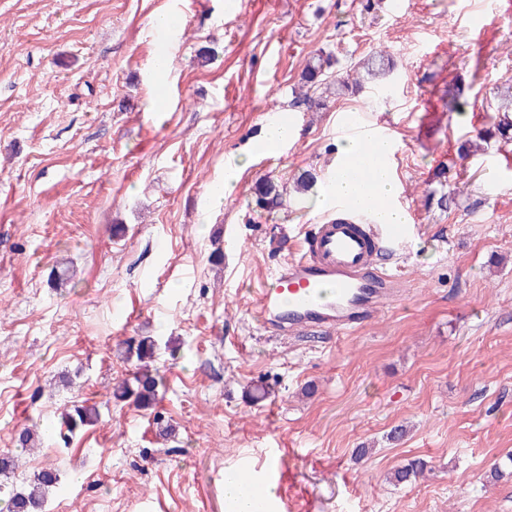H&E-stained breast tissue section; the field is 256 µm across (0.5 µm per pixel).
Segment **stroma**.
Returning a JSON list of instances; mask_svg holds the SVG:
<instances>
[{
    "label": "stroma",
    "mask_w": 512,
    "mask_h": 512,
    "mask_svg": "<svg viewBox=\"0 0 512 512\" xmlns=\"http://www.w3.org/2000/svg\"><path fill=\"white\" fill-rule=\"evenodd\" d=\"M490 4L475 40L468 18ZM165 13L183 24L160 106ZM377 49L386 86L296 104L315 53L345 69ZM509 84L512 0H0V450L73 402L100 413L21 453L0 491L53 466L46 512H225V470L280 448L291 512H512V476L490 477L512 452V151L457 153ZM460 86L462 115L446 107ZM285 114L296 137L212 206L225 165ZM349 116L391 132L412 231L378 263L405 295L365 327L271 336L254 291L285 239L329 217L319 192ZM442 173L445 212L426 202ZM261 180L282 207L257 205ZM141 336L159 340L148 410L112 394ZM413 458L433 474L389 483Z\"/></svg>",
    "instance_id": "1"
}]
</instances>
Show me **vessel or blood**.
Segmentation results:
<instances>
[{
    "label": "vessel or blood",
    "mask_w": 512,
    "mask_h": 512,
    "mask_svg": "<svg viewBox=\"0 0 512 512\" xmlns=\"http://www.w3.org/2000/svg\"><path fill=\"white\" fill-rule=\"evenodd\" d=\"M407 236V227L363 224L353 206L338 204L325 223L305 234L298 257L257 290L258 318L274 336L312 329L334 334L370 322L379 302L397 295L393 275L378 268L375 256L382 245ZM281 472V454L271 452L258 471L257 488L272 485Z\"/></svg>",
    "instance_id": "1"
}]
</instances>
